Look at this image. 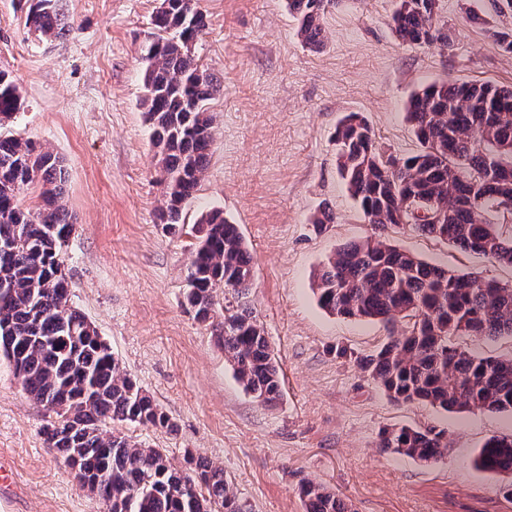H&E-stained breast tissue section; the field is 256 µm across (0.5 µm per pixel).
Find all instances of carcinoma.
<instances>
[{
  "mask_svg": "<svg viewBox=\"0 0 512 512\" xmlns=\"http://www.w3.org/2000/svg\"><path fill=\"white\" fill-rule=\"evenodd\" d=\"M437 0H396L395 35L410 44L447 46L434 28ZM297 35L310 47L326 39L323 16L335 0H286ZM25 24L58 38L69 27L61 0H19ZM154 33L141 49L146 120L162 186L160 217L180 223L206 171L215 116V77L200 64L196 44L207 26L199 0H161ZM21 107L19 87L0 71V124ZM420 149L397 158L380 151L367 119L344 116L336 127V165L372 235L336 249L317 275L319 305L344 318L400 325L397 335L362 367L396 402L445 411H512V358L477 356L462 336H512V285L456 275L389 244L388 227L409 226L490 261L512 266V88L489 83H434L406 108ZM66 170L29 139L0 135V355L25 393L53 417L43 434L66 462L105 478L108 512H243L224 469L198 461L174 468L164 450L108 429L131 424L168 433L175 424L123 373L96 327L70 305L62 250L75 224L62 204ZM38 187L39 205L22 195ZM441 207L436 223L421 211ZM186 299L206 322L224 316V356L238 381L261 401L280 397L281 384L263 328L248 303L252 254L236 225L217 209L201 213ZM379 446L430 461L447 447L432 429L386 430ZM476 466L512 478V436L487 439ZM306 512H351L347 500L312 480L302 483Z\"/></svg>",
  "mask_w": 512,
  "mask_h": 512,
  "instance_id": "cac0c4a2",
  "label": "carcinoma"
}]
</instances>
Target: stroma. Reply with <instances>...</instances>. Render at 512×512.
<instances>
[{"label": "stroma", "instance_id": "stroma-1", "mask_svg": "<svg viewBox=\"0 0 512 512\" xmlns=\"http://www.w3.org/2000/svg\"><path fill=\"white\" fill-rule=\"evenodd\" d=\"M497 0H438L448 49L401 41L395 0H341L323 20V47L304 45L286 0H201L208 26L196 45L221 83L208 166L174 233L160 224L162 187L144 114L140 48L160 0H63L72 28L42 38L18 0H0V70L22 107L0 126L49 148L67 170L64 203L76 230L63 253L70 302L111 346L121 369L177 425L173 434L124 425L142 444L185 467V453L224 470L247 512H306L303 481L345 497L353 512H512L506 476L476 469L484 441L512 434V412H446L397 403L359 362L384 345L388 327L344 318L317 302L315 276L343 244L371 233L336 167L335 130L351 112L369 120L382 151L418 148L405 107L421 87L452 78L512 88V55L491 33L512 29ZM476 14L481 24H473ZM237 224L253 255L250 303L279 369L268 405L245 390L211 325L186 299L204 210ZM336 221L317 228L318 210ZM397 248L456 274L512 284V266L445 240L394 228ZM45 410L0 357V512H103L46 448ZM445 434L438 460L378 446L384 430Z\"/></svg>", "mask_w": 512, "mask_h": 512}]
</instances>
